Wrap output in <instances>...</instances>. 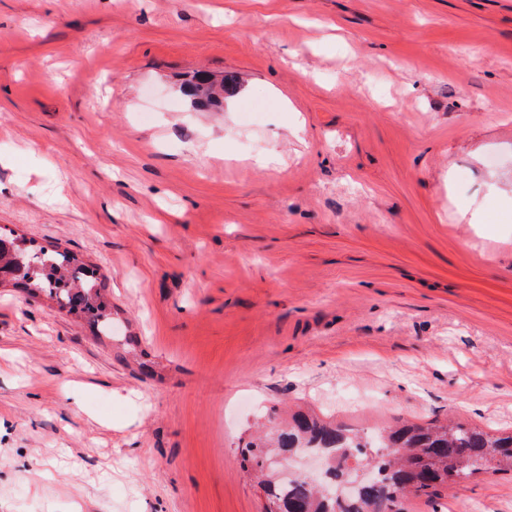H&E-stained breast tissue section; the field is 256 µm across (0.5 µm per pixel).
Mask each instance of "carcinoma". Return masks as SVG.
<instances>
[{
  "mask_svg": "<svg viewBox=\"0 0 512 512\" xmlns=\"http://www.w3.org/2000/svg\"><path fill=\"white\" fill-rule=\"evenodd\" d=\"M236 89L231 78L218 86L205 79L186 93L196 104L218 103ZM2 241L10 248H0V276L24 263L27 272L17 284L46 293L72 313L109 319L101 288L75 256L28 246L13 235ZM361 438L298 411L281 421L273 435L241 450L243 469L265 492V512H381L385 492L395 497L394 512H403L405 494L431 499L488 468L512 473V435L497 436L460 422H405L379 431L373 445L361 444ZM312 447L326 463L321 475L284 478L279 460Z\"/></svg>",
  "mask_w": 512,
  "mask_h": 512,
  "instance_id": "1",
  "label": "carcinoma"
}]
</instances>
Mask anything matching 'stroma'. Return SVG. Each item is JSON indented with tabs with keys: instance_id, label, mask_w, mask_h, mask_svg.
Returning <instances> with one entry per match:
<instances>
[{
	"instance_id": "1",
	"label": "stroma",
	"mask_w": 512,
	"mask_h": 512,
	"mask_svg": "<svg viewBox=\"0 0 512 512\" xmlns=\"http://www.w3.org/2000/svg\"><path fill=\"white\" fill-rule=\"evenodd\" d=\"M0 229L113 323L0 282V512H264L285 406L511 433L512 0H0ZM237 89V85L233 79H226L219 86H215L207 79L197 81L186 89V95L192 97L195 104L198 103H219L224 101V92L226 95L232 96ZM223 100H220V99Z\"/></svg>"
}]
</instances>
